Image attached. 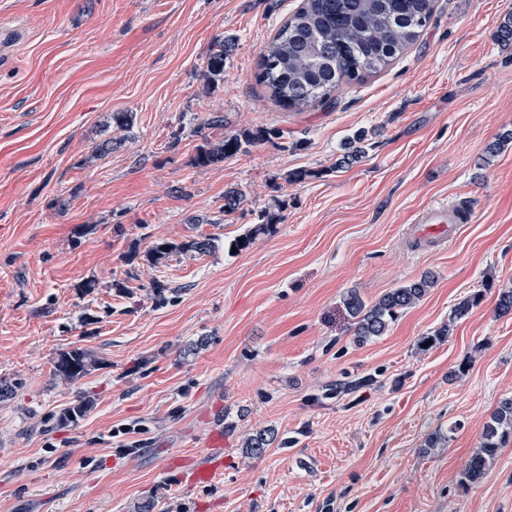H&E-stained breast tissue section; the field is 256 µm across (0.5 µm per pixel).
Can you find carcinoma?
Listing matches in <instances>:
<instances>
[{
	"mask_svg": "<svg viewBox=\"0 0 512 512\" xmlns=\"http://www.w3.org/2000/svg\"><path fill=\"white\" fill-rule=\"evenodd\" d=\"M435 0H302L261 53L254 78L285 109L305 112L336 103L343 86L377 74L416 44L430 22ZM224 42L212 49L206 60L205 79L217 85L224 74ZM273 132L260 128L226 134L201 147L193 159L197 167H208L226 157L248 151ZM365 133H356L341 162L358 161L364 150ZM212 239L180 244L160 242L149 251L158 261L175 252L204 251ZM434 285L431 273L394 288L377 302L366 304L351 291L344 304L353 320L356 342L363 344L382 336L400 313L421 300ZM95 359L85 350L62 352L54 362V374L74 381L91 371ZM91 402L81 400L64 409L56 423L65 426L86 416ZM276 440L271 429L259 430L243 442L245 452L262 455ZM512 442V398L501 402L486 426L483 442L469 457L462 484L473 485L485 475L501 448Z\"/></svg>",
	"mask_w": 512,
	"mask_h": 512,
	"instance_id": "1",
	"label": "carcinoma"
}]
</instances>
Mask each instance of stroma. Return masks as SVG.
<instances>
[{
	"label": "stroma",
	"mask_w": 512,
	"mask_h": 512,
	"mask_svg": "<svg viewBox=\"0 0 512 512\" xmlns=\"http://www.w3.org/2000/svg\"><path fill=\"white\" fill-rule=\"evenodd\" d=\"M299 3L0 0L15 32L0 59V380L15 388L0 401V512H512V444L461 482L512 397V314L495 311L512 288V0H437L401 59L306 112L254 79ZM226 38L224 78L207 88ZM255 127L278 135L193 165L206 140ZM359 131L363 157L340 165ZM448 202L469 222L420 244L416 212ZM204 237L207 252L148 257ZM427 273L417 304L356 342L348 292L371 304ZM76 348L95 366L55 377ZM81 399L92 411L57 427ZM215 427L214 486L164 470ZM262 429L289 446L247 455ZM437 430L444 446L426 447ZM224 40L216 44L206 60L205 79L208 85L217 86L224 74ZM95 359L86 350L72 349L61 352L54 362V374L62 380L74 381L91 371Z\"/></svg>",
	"instance_id": "1"
}]
</instances>
